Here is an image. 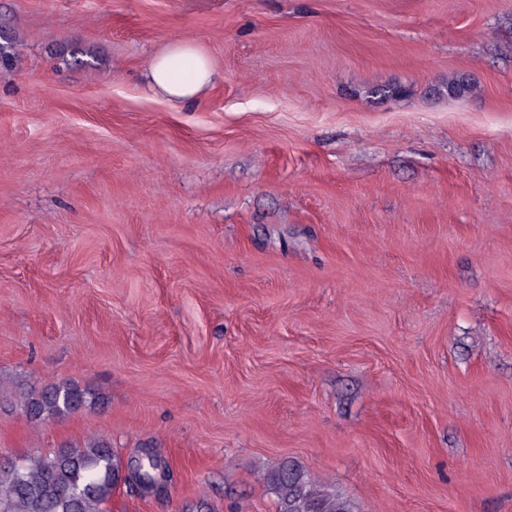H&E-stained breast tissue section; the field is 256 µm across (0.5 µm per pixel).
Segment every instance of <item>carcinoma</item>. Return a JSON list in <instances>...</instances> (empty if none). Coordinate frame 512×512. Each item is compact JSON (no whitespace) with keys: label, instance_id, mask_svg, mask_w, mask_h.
Returning a JSON list of instances; mask_svg holds the SVG:
<instances>
[{"label":"carcinoma","instance_id":"carcinoma-1","mask_svg":"<svg viewBox=\"0 0 512 512\" xmlns=\"http://www.w3.org/2000/svg\"><path fill=\"white\" fill-rule=\"evenodd\" d=\"M96 405V397L77 385H51L28 394L23 409L34 420L53 419ZM123 459L100 438L84 446H63L36 453L16 466H0V512H102L116 490ZM158 463L148 457L135 473L140 485L158 481ZM279 512H352L344 498L323 492L304 474L284 464L267 477Z\"/></svg>","mask_w":512,"mask_h":512}]
</instances>
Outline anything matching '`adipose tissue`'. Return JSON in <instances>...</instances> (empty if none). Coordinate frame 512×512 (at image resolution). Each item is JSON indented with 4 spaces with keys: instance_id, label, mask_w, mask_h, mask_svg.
Segmentation results:
<instances>
[{
    "instance_id": "adipose-tissue-1",
    "label": "adipose tissue",
    "mask_w": 512,
    "mask_h": 512,
    "mask_svg": "<svg viewBox=\"0 0 512 512\" xmlns=\"http://www.w3.org/2000/svg\"><path fill=\"white\" fill-rule=\"evenodd\" d=\"M214 78L215 69L210 59L189 41L171 42L149 65L151 88L161 91L178 105L196 101Z\"/></svg>"
}]
</instances>
